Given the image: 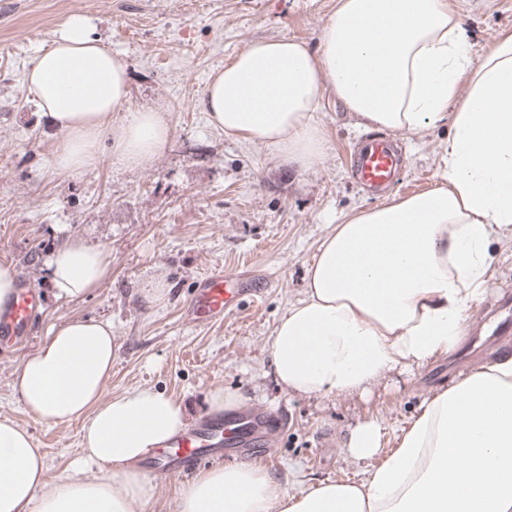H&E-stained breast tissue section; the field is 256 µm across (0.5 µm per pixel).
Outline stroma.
Masks as SVG:
<instances>
[{
	"label": "stroma",
	"mask_w": 512,
	"mask_h": 512,
	"mask_svg": "<svg viewBox=\"0 0 512 512\" xmlns=\"http://www.w3.org/2000/svg\"><path fill=\"white\" fill-rule=\"evenodd\" d=\"M463 28L478 54L512 32V0H462ZM336 0H0V263L11 264L42 297L21 342L0 349V417L25 427L55 483L79 451L78 423L35 420L11 381L52 323L71 318L112 322L116 355L109 393L148 385L181 403L190 421L208 414L212 390L243 394V410L286 415L269 435L264 467L294 493L319 480L358 479L368 461L349 456L357 423L373 419L383 449L420 402L448 379L492 362L512 335H495L499 309L512 304V239L493 241L495 271L483 302L467 312L465 338L448 357L423 369L391 373L368 397L307 398L280 390L267 358L279 317L304 296L306 268L332 225L386 194L364 191L347 167L365 135L336 98L325 97L312 119L327 149L302 168L259 142L212 128L202 99L209 76L256 39L304 40L317 47ZM91 18L94 34L129 63L130 103L167 112L171 145L145 168H125L102 149L96 167L70 177L55 171L61 138L30 101L24 73L66 19ZM440 125L392 140L406 164L388 194L408 196L419 178L436 183L448 144ZM67 236L108 249L112 275L82 300L56 299L43 260ZM221 269L260 288L225 313L198 324L186 311L198 281ZM168 287L148 304L143 285Z\"/></svg>",
	"instance_id": "1"
}]
</instances>
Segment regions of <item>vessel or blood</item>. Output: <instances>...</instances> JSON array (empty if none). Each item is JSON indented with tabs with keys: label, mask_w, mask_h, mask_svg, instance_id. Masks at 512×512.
Here are the masks:
<instances>
[{
	"label": "vessel or blood",
	"mask_w": 512,
	"mask_h": 512,
	"mask_svg": "<svg viewBox=\"0 0 512 512\" xmlns=\"http://www.w3.org/2000/svg\"><path fill=\"white\" fill-rule=\"evenodd\" d=\"M402 164L387 136L368 135L350 156V168L357 183L370 190L390 186ZM251 283L232 280L230 274L216 270L206 275L195 289L190 315L196 322L223 320L225 311L236 298L253 292ZM39 299L28 282L19 287L5 307L0 308V346L18 342L27 336L37 313ZM268 422L260 410L224 419L202 418L194 426L172 437L150 463L152 472L162 476L187 473L200 463L221 460L239 452L258 439Z\"/></svg>",
	"instance_id": "b4317fda"
}]
</instances>
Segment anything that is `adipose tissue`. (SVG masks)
Listing matches in <instances>:
<instances>
[{
	"mask_svg": "<svg viewBox=\"0 0 512 512\" xmlns=\"http://www.w3.org/2000/svg\"><path fill=\"white\" fill-rule=\"evenodd\" d=\"M462 23L458 0H336L317 48L250 42L205 88L213 127L303 167L325 153L312 114L329 95L366 128L450 127L436 187L360 209L322 237L304 296L267 348L287 393L364 395L391 372L426 367L456 351L487 294L490 243L512 237V33L475 55ZM26 85L61 136L58 171L82 174L105 147L118 164L147 167L169 146L165 113L131 108L127 60L87 16L66 20ZM45 267L55 297L73 300L111 275L112 256L71 237ZM113 354L111 322L75 318L50 325L22 360L13 394L39 422H79L80 448L42 494V449L0 418V512H132L155 500L143 463L187 416L150 386L106 393ZM174 512H512V355L427 396L357 480L291 493L260 466L227 464L186 481Z\"/></svg>",
	"mask_w": 512,
	"mask_h": 512,
	"instance_id": "obj_1",
	"label": "adipose tissue"
}]
</instances>
